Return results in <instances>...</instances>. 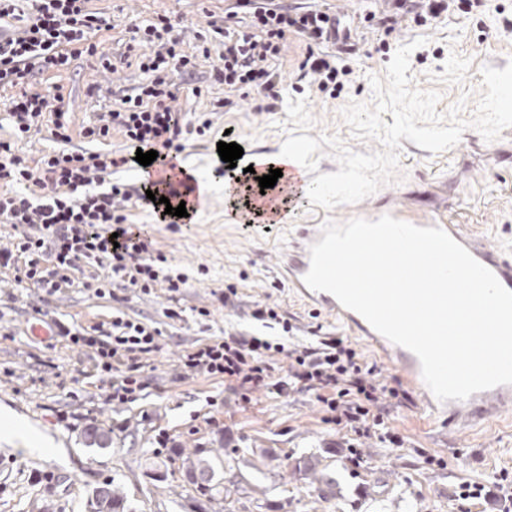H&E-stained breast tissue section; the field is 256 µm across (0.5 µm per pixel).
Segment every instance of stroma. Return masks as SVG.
<instances>
[{"label": "stroma", "instance_id": "1", "mask_svg": "<svg viewBox=\"0 0 512 512\" xmlns=\"http://www.w3.org/2000/svg\"><path fill=\"white\" fill-rule=\"evenodd\" d=\"M235 0H93L94 8L110 20L109 29L93 41L95 55H82L63 69L49 68L34 75L32 90L62 95V108L70 114L72 144L88 147L84 127L99 113L118 108L123 90L143 80L136 53L129 47L135 26L160 16L178 18L183 26L185 52L197 45L211 51L222 48L220 29L242 28L248 17H228ZM367 0H352L351 16L360 20V54L351 61L353 73L341 95L330 98L300 80L298 65L307 53L294 36H287L278 70V99L268 110L254 108L255 91L245 89L225 96L223 87L211 85L210 61L193 74L178 73L175 109L182 122L205 114L210 133L183 135L180 157L187 170L212 183L209 202L191 224L159 222L149 207L126 210L127 221L144 225L156 253L165 258V272L186 276L179 303L164 290L139 295L127 290L98 297L82 288L89 269L73 271L74 287L39 299L32 288L18 286L14 273L0 269V512H84L89 492L102 483H120L132 512H219L186 485L179 472L153 480L145 464L154 453L156 435H166L169 456L178 451L227 448L248 453L269 452L264 512H498L495 498L455 500L461 485L491 483L495 474H512V423L487 418L472 428L432 424L419 414V397L408 391L405 400L390 410V425L403 438L399 448L371 440L361 447L360 463L346 449L347 432L327 424L314 398L293 391L279 396L256 393L251 402L225 393L222 381L202 376L175 383L174 364L186 349L224 333L259 334L283 344L313 342L332 335L359 347L377 377L393 382L398 371L385 359L352 338L348 329L321 308L298 302L280 271V258L302 225L343 223L373 214L391 213L415 222L463 225L512 257V128L485 141L473 128L466 129L452 148L434 153L403 141L399 153V182L382 186L368 198L326 210L307 196L288 199L285 223L245 224L235 212L220 182L219 142L236 143L245 157L279 153L289 135L338 137L352 151L379 150L375 141L355 137L341 118L352 102L371 103L370 76H385L391 60L383 44L395 49L426 37L410 58L413 87L438 89L436 110L446 114L463 91L472 94L462 111L473 118L481 91L480 70L489 65L505 68L512 60V0H490L484 13L450 16L434 29L413 24L382 37L364 23ZM117 64V73L103 70V59ZM200 95H193V88ZM232 305H225V295ZM277 308L293 324L292 335L279 326L266 327L251 317L254 304ZM209 317L201 318L197 308ZM175 318H168V310ZM131 317L161 330L160 349L153 353L145 374L146 396L130 405L105 406L100 393L106 381L83 374L84 358L67 338L32 335V324L89 327L111 321L113 313ZM70 412L74 421L63 422ZM17 422L39 436L44 450L27 448L19 438H7L3 426ZM107 431L106 448L88 446L90 427ZM314 455L327 465L336 480L335 494L322 501L317 488L295 469L299 458Z\"/></svg>", "mask_w": 512, "mask_h": 512}]
</instances>
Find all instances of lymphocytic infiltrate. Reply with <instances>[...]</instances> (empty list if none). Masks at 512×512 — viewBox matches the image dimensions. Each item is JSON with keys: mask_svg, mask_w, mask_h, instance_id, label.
<instances>
[{"mask_svg": "<svg viewBox=\"0 0 512 512\" xmlns=\"http://www.w3.org/2000/svg\"><path fill=\"white\" fill-rule=\"evenodd\" d=\"M368 20L374 29L391 33L402 23L421 26L441 24L448 16L480 11L485 0H375ZM245 11V28L225 30L224 49L209 78L234 92L250 86L276 97L278 75L272 64L284 48L286 35L303 42L308 54L299 66L302 78L319 92L342 91L349 66L344 55L358 51L356 32L339 11L327 8L284 6L277 0H236ZM88 0H31L24 28L0 37V88L12 89L7 114L17 138L39 127L46 112H54L53 136L61 150L44 154L37 162L15 152L0 140V183L40 184L42 195L0 194V223L10 225L13 239L0 247V266L15 271L24 283L48 295L71 287L72 270L94 267L91 285L97 296L112 295L114 287L150 294L164 285L170 297L180 295L185 278L162 275L149 237L130 231L125 210L132 202L146 201L145 190L112 181L114 170L126 158L101 151L67 150L69 116L54 111L49 95L27 90L34 73L63 68L82 53H95L91 37L105 26ZM139 43L145 53L139 68L145 81L134 95L122 98V110L100 114L85 127L90 140L121 133L132 147L157 151L158 163L180 152L183 130L172 107L177 96L173 75L193 73L199 59L210 58L209 48L200 54L182 52L181 32L168 17L138 25ZM59 335L80 350L92 369L106 375L108 388L103 405H125L139 400L148 387L145 370L159 349L161 332L126 314L113 316L93 329L57 323ZM287 365H280L279 355ZM197 376L223 381L242 402L254 393L282 394L293 390L309 393L322 408L326 423L350 433L351 455H358V440L376 439L399 448L402 436L387 420L393 402L405 399L402 384L380 381L361 353L340 337L322 336L316 342L292 348L261 336L244 334L217 337L198 344L179 357L174 378L182 382Z\"/></svg>", "mask_w": 512, "mask_h": 512, "instance_id": "1", "label": "lymphocytic infiltrate"}]
</instances>
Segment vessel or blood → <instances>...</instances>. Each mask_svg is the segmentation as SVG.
<instances>
[{
	"label": "vessel or blood",
	"instance_id": "vessel-or-blood-1",
	"mask_svg": "<svg viewBox=\"0 0 512 512\" xmlns=\"http://www.w3.org/2000/svg\"><path fill=\"white\" fill-rule=\"evenodd\" d=\"M172 182L183 193L185 208L189 216H197L202 198L197 189L185 184V168L178 159H171L165 165L155 166L149 170L148 183L152 186ZM305 186L301 170L295 164H288L278 183L281 193L294 195ZM322 227L318 224L304 225L290 250L284 256L288 282L303 299L321 305L329 314L353 328L355 334L363 336L383 356L392 362L398 371L418 391L420 408L426 413L428 421L434 423L454 422L460 419H484L512 410V385H501L492 389L472 394L463 401H438L426 386L418 358L408 349L395 345L379 334L358 313L343 307L331 294L308 289L303 277L310 266L309 249L322 238ZM446 232L463 245L482 265L490 269L501 284L512 290V261L502 260L498 254L479 238L469 233L462 225L449 224Z\"/></svg>",
	"mask_w": 512,
	"mask_h": 512
}]
</instances>
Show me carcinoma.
Returning <instances> with one entry per match:
<instances>
[{
  "instance_id": "cac0c4a2",
  "label": "carcinoma",
  "mask_w": 512,
  "mask_h": 512,
  "mask_svg": "<svg viewBox=\"0 0 512 512\" xmlns=\"http://www.w3.org/2000/svg\"><path fill=\"white\" fill-rule=\"evenodd\" d=\"M320 464L321 461L316 457H304L298 461V470L319 484V495L323 499L330 493L333 479L319 469ZM263 465L264 456L243 459L231 448L225 450L222 456L200 449L184 457L182 463L184 481L208 501L224 502V512H240L248 502L261 507L267 489L258 479L248 478L246 470L259 473ZM101 496L108 500L109 512H129L127 497L121 485L107 482L95 487L89 493L85 505H91L92 501Z\"/></svg>"
}]
</instances>
